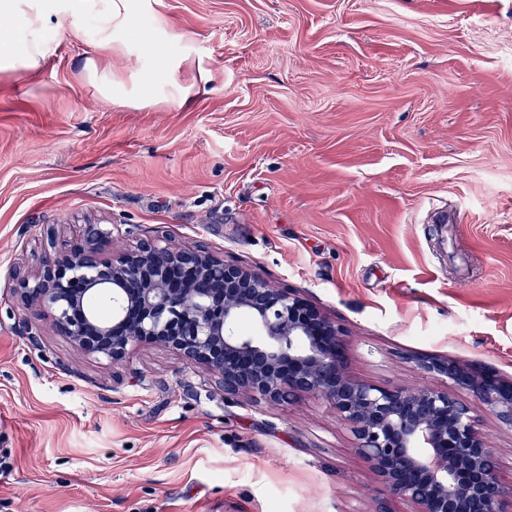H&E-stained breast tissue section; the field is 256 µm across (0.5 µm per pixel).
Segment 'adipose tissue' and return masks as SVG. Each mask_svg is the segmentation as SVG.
Listing matches in <instances>:
<instances>
[{"mask_svg": "<svg viewBox=\"0 0 512 512\" xmlns=\"http://www.w3.org/2000/svg\"><path fill=\"white\" fill-rule=\"evenodd\" d=\"M145 6V0H0V18L12 22L10 28L0 30V71L40 70L54 36V20L68 19L77 28L92 16L101 23L102 37L97 56L86 60L84 70L100 96L116 102L132 95L142 102L154 100L170 61L156 52L154 43L134 42L126 36ZM119 46L144 63L136 92H128L125 79L112 71V51Z\"/></svg>", "mask_w": 512, "mask_h": 512, "instance_id": "1", "label": "adipose tissue"}]
</instances>
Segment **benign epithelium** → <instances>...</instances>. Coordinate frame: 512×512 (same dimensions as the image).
I'll list each match as a JSON object with an SVG mask.
<instances>
[{
  "label": "benign epithelium",
  "mask_w": 512,
  "mask_h": 512,
  "mask_svg": "<svg viewBox=\"0 0 512 512\" xmlns=\"http://www.w3.org/2000/svg\"><path fill=\"white\" fill-rule=\"evenodd\" d=\"M112 229L85 224L67 252L44 258L17 292L57 331L112 364L162 346L219 377L224 396L280 403L315 394L350 428L388 494L417 512H506L487 436L456 393L512 428V383L453 359L416 358L446 388H386L346 370L344 329L316 306L196 245L142 240L112 253Z\"/></svg>",
  "instance_id": "1"
}]
</instances>
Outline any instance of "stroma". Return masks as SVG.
Masks as SVG:
<instances>
[{"label": "stroma", "mask_w": 512, "mask_h": 512, "mask_svg": "<svg viewBox=\"0 0 512 512\" xmlns=\"http://www.w3.org/2000/svg\"><path fill=\"white\" fill-rule=\"evenodd\" d=\"M156 102L101 99L62 23L0 73V512H416L325 401L228 400L166 348L88 354L16 293L83 224L204 244L347 331L346 367L512 383V0H149ZM504 482L512 429L483 409Z\"/></svg>", "instance_id": "obj_1"}]
</instances>
